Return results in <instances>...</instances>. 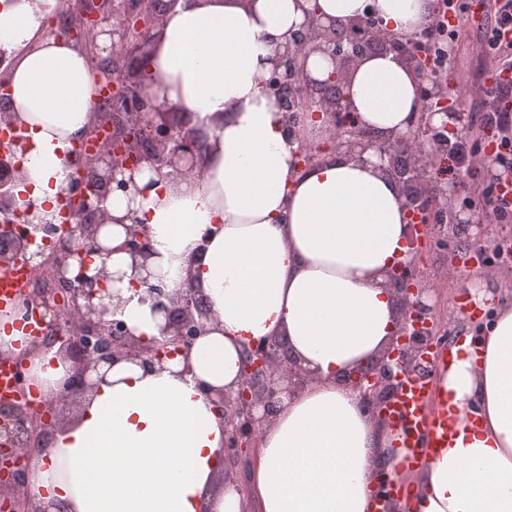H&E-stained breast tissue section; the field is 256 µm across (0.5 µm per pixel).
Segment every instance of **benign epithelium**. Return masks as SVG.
Segmentation results:
<instances>
[{"label":"benign epithelium","mask_w":512,"mask_h":512,"mask_svg":"<svg viewBox=\"0 0 512 512\" xmlns=\"http://www.w3.org/2000/svg\"><path fill=\"white\" fill-rule=\"evenodd\" d=\"M161 15L153 0H66L63 26L75 46L97 58L109 54L97 66L100 85L112 90L107 104H99L101 119L95 123L85 141L96 147L81 155V169L95 170L96 178L88 183L77 175L67 188V198L76 208V221L64 229L41 218L33 223L31 212L25 211L26 224L9 221L18 212L15 186L18 168L12 158L16 148L0 150V234L11 239V247L0 251V268L8 269L23 260L31 266H50L51 282L38 281L20 295L26 312L39 308L49 317L48 341L60 344V351L75 366L64 384L57 403L49 410L63 412L71 408L74 397L90 387L88 374L104 362L120 359L151 367L162 363L178 351H187L199 336L210 312L196 290L188 288L175 297L159 285H148L155 310L164 313L163 334L170 339L155 344H142L130 333L125 323L114 318V299L107 282L112 273L101 266L93 275L84 264L70 274L69 259L86 246L108 257L112 249L101 246L98 233L109 217L104 206L115 192H141L134 174L142 162L150 163L157 173L183 175L192 171L199 159L200 139L195 131L175 125L164 118L166 110L158 97L142 86V64L155 40ZM374 14L345 26L319 27L310 21L306 29L294 33L286 43L265 91L274 96L287 120L296 112H323L334 128L336 148L362 152L371 150L378 159L377 167L401 187L408 219L413 223L434 224L436 217L455 208L456 198L445 188L426 187L428 171L408 160L412 144L445 147L448 128H457L465 114L448 106L444 88L424 76L431 70L425 56L422 33L408 38L389 35L375 20L377 52L396 54L414 71L422 102L420 113L405 133L378 139L359 128L351 116L344 85L350 68L368 50L357 40L347 37L365 28ZM92 29L98 36L110 37V45L86 44L84 32ZM327 53L334 70L319 81L305 72L307 47ZM440 124H435V119ZM123 249L133 258H147L150 245L138 225L126 226ZM57 238L55 249L45 254L32 250L37 240ZM476 255L511 251L506 241L474 242ZM416 265L396 267L390 274L393 286L402 295L406 307L403 322L395 339L379 359L350 372L346 380L360 391L364 406L372 414L397 395L400 380L410 374L429 376L432 366L429 353L444 344L447 331L439 326L424 303V289L415 278ZM174 349H169V346ZM306 374L297 359L280 340H269L250 347L245 354L242 381L232 395L219 396L226 419L225 448L233 462L241 460L251 447L261 420L253 414L263 407V417L274 414L280 394L302 387ZM17 394L14 400L0 406V508L5 512H46L28 497L25 457L29 449L45 445L53 425L45 408L27 400L23 369L16 373Z\"/></svg>","instance_id":"obj_1"}]
</instances>
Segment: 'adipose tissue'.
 Segmentation results:
<instances>
[{
    "mask_svg": "<svg viewBox=\"0 0 512 512\" xmlns=\"http://www.w3.org/2000/svg\"><path fill=\"white\" fill-rule=\"evenodd\" d=\"M59 0H0V47L15 52L11 121L29 140L20 162L19 210L55 214L76 170L73 143L94 118L97 84L87 54L44 32ZM433 0H178L160 21L144 83L182 114L202 144L187 175L143 165L140 194H112V223L98 240L121 297L117 319L141 342L162 341L163 314L146 286L193 288L207 321L187 355L147 370L119 360L91 373L73 419L29 455L28 491L50 512H372L378 473L396 479L395 431L366 413L347 374L374 359L401 323L395 265L411 263L410 226L398 184L372 152L333 150L327 118L286 124L263 83L309 16L343 26L374 13L397 37L427 23ZM346 91L359 127L407 131L421 107L411 68L391 53L353 65ZM318 159L297 169L300 147ZM140 223L154 252L123 251ZM22 314L0 311V352L26 358L41 401L55 398L72 364L58 347L34 346ZM286 339L309 376L263 417L250 477L231 475L224 413L208 391L238 388L243 352ZM475 349L456 356L440 385L478 430L417 472L397 512H512V300L497 306Z\"/></svg>",
    "mask_w": 512,
    "mask_h": 512,
    "instance_id": "ef3b65f1",
    "label": "adipose tissue"
}]
</instances>
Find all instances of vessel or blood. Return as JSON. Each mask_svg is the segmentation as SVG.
I'll return each instance as SVG.
<instances>
[{"instance_id":"1","label":"vessel or blood","mask_w":512,"mask_h":512,"mask_svg":"<svg viewBox=\"0 0 512 512\" xmlns=\"http://www.w3.org/2000/svg\"><path fill=\"white\" fill-rule=\"evenodd\" d=\"M28 264L0 271V307H7L23 277L31 276ZM383 414L396 430L402 450L400 467L411 471L432 462L439 449L448 447L461 424L477 426V419L461 421L459 411L450 406L432 378L419 376L403 380L398 395L383 407Z\"/></svg>"}]
</instances>
